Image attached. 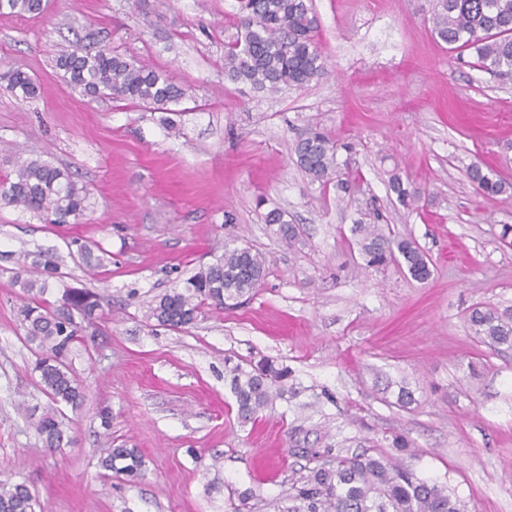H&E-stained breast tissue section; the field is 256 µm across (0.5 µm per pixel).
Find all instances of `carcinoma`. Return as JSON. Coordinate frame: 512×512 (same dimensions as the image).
I'll use <instances>...</instances> for the list:
<instances>
[{
    "label": "carcinoma",
    "instance_id": "1",
    "mask_svg": "<svg viewBox=\"0 0 512 512\" xmlns=\"http://www.w3.org/2000/svg\"><path fill=\"white\" fill-rule=\"evenodd\" d=\"M240 33L224 50V78L258 90L279 92L302 88L326 74L324 57L315 42L318 18L312 0H237ZM44 0H0V12L38 16ZM432 25L444 43L476 53L478 67L493 74H512V0H433ZM58 69L67 87L84 96L110 97L115 101L183 114L179 105L187 99L184 86L165 73L139 66L107 49L60 53ZM3 78L14 95L28 101L40 93V85L21 69ZM340 145L322 129H302L293 144L297 165L319 183L337 176ZM13 169L0 178V206L20 208L45 224L78 222L90 207L89 191L71 173L42 156L22 159L17 153ZM470 181L486 195L512 191V184L494 178L478 164L468 170ZM265 224L282 241L298 238L296 225L284 213L272 209ZM353 233L367 267L400 260L417 280L431 276L427 253L411 237L394 238L379 224H356ZM76 255L91 275L106 266L108 253L77 240ZM265 257L248 246L224 245V254L200 267L181 288L156 296L146 317L173 330L191 327L203 308H226L255 293L264 280ZM58 274L56 259L47 254H25L18 264L15 284L22 302L17 321L26 340L36 345L39 356L33 371L42 391L53 404L79 409L84 388L67 362L71 346L99 318L100 298L90 291L66 286L61 298H46ZM469 323L481 341L493 347L512 348V313L493 307H476ZM288 367L263 358L245 369L230 370V386L239 417L248 421L288 389ZM62 413L52 408L35 423V434L46 448L73 443ZM102 466L131 480L143 476L145 461L136 448L104 449ZM290 495L295 505L288 512H469L468 503L448 484L419 477L407 465L366 452L338 455L327 466L307 470ZM41 504L24 483L0 480V512H37Z\"/></svg>",
    "mask_w": 512,
    "mask_h": 512
}]
</instances>
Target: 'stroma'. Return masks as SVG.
Masks as SVG:
<instances>
[{
  "mask_svg": "<svg viewBox=\"0 0 512 512\" xmlns=\"http://www.w3.org/2000/svg\"><path fill=\"white\" fill-rule=\"evenodd\" d=\"M312 3L329 73L277 93L224 78L236 0H48L36 17L0 14V73L41 84L21 101L0 81V144L48 153L90 191L76 224L0 207V473L44 512H287L312 460L363 450L447 482L471 512H512V349L490 348L468 322L477 306L512 309V246L500 239L512 201L467 177L477 163L512 180V77L437 39L432 0ZM88 46L184 84L180 133L161 113L66 89L58 54ZM309 125L340 143L348 190L297 166L291 146ZM395 175L415 205L398 202ZM274 208L300 242L270 232ZM359 222L416 240L431 277L365 267ZM75 238L107 250L99 276L70 258ZM230 240L266 258L250 300L205 309L185 331L146 321L148 301ZM24 251L59 257L65 284L103 299L95 336L71 354L86 392L65 416L74 443L56 450L35 435L51 402L15 318ZM262 358L290 368L297 395L244 423L229 371ZM109 442L141 451V480L102 468Z\"/></svg>",
  "mask_w": 512,
  "mask_h": 512,
  "instance_id": "35a3bbf8",
  "label": "stroma"
}]
</instances>
